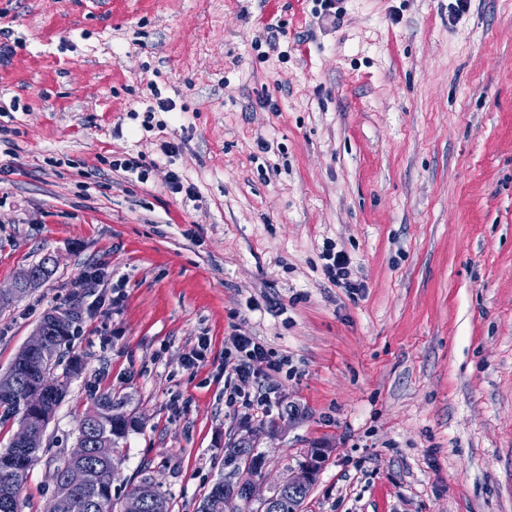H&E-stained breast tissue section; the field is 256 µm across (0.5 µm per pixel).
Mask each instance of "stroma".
I'll return each instance as SVG.
<instances>
[{"mask_svg":"<svg viewBox=\"0 0 512 512\" xmlns=\"http://www.w3.org/2000/svg\"><path fill=\"white\" fill-rule=\"evenodd\" d=\"M454 3L0 0V288L56 260L0 307V374L82 306L24 512L104 392L132 422L119 500L146 472L196 512L246 436L263 465L230 512L318 448L303 512H512V0ZM235 336L268 353L239 383L267 406L224 402ZM326 256V260L331 261V263H327L325 266L328 278L336 282L345 280L342 282L345 287H353L354 283L349 280L352 275V270L350 268L351 261L349 257L342 251L333 252V248L328 250ZM51 258L45 257L41 261L43 264H49ZM53 272V268L48 265V268L44 274L45 280H47ZM43 274L36 267H28L15 281L17 290V295H27L33 289L42 284L44 280ZM77 316L79 318L82 316V307L77 300L71 301L66 313L59 314L54 309L46 311L38 321L31 339L24 345L26 352L33 354L43 349L48 336L47 325L49 323H56L58 320L71 319Z\"/></svg>","mask_w":512,"mask_h":512,"instance_id":"1","label":"stroma"}]
</instances>
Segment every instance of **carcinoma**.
I'll return each mask as SVG.
<instances>
[{"instance_id": "cac0c4a2", "label": "carcinoma", "mask_w": 512, "mask_h": 512, "mask_svg": "<svg viewBox=\"0 0 512 512\" xmlns=\"http://www.w3.org/2000/svg\"><path fill=\"white\" fill-rule=\"evenodd\" d=\"M73 327L74 324L70 323L62 327L49 328L45 353L33 359L32 371L20 376L13 393L0 397V410L3 413L9 416L24 413L28 402L41 391L40 376L44 373H54L59 365L61 347L71 341ZM87 414L92 416V423L86 432L96 435L90 454L85 460L91 470V480L85 488L71 492L65 497L61 512H124L125 504L119 505L112 501V481L121 462L118 445L120 440L127 436L131 422L120 412V403L114 400L110 393L96 397ZM41 452V448H17L12 442L0 451V494L6 492L10 498L9 508L5 510L0 507V512H22L20 490L28 478L33 462L38 459ZM226 460L244 474V478L231 484L235 490V497L241 500L248 499L247 487L250 484V477L257 473L261 459L252 449L242 450L235 444L227 450ZM145 489L150 490V506L144 512H170L165 492L161 491L160 485L149 476L142 477L129 495H137Z\"/></svg>"}]
</instances>
